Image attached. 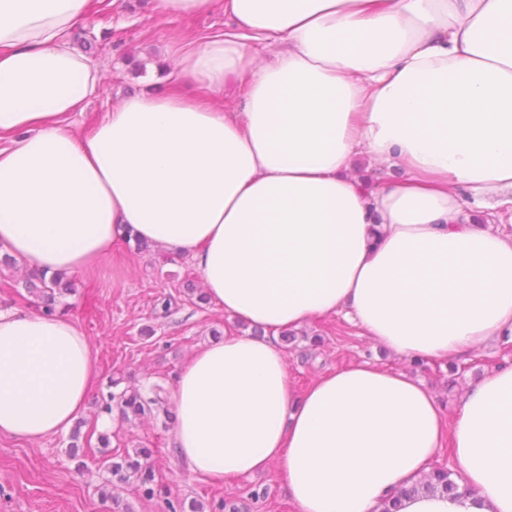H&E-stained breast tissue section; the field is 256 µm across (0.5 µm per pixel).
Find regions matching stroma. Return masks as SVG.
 <instances>
[{"mask_svg":"<svg viewBox=\"0 0 512 512\" xmlns=\"http://www.w3.org/2000/svg\"><path fill=\"white\" fill-rule=\"evenodd\" d=\"M224 29V14L215 10L167 21L157 17L151 0H92L88 22L74 30L73 42L104 66L98 97L83 112L74 113L75 130L88 131L102 121L120 98L163 87L187 95L191 85L170 80L164 47L169 40L195 41ZM76 294L67 296L68 316L91 341L97 356L94 393L82 414L88 427L99 418L95 394L113 374L127 375L128 385L146 380L173 383L188 357L212 338L213 330L235 327L223 309L202 297L200 273L190 249L152 248L140 253L119 240L111 250L77 273ZM171 299L169 313L155 304ZM289 378L304 389L322 375L360 362L387 369L411 370L439 397L447 418L461 408L468 384L499 364L512 362V342H500L467 353L450 375L444 361L424 366L394 355H381L372 341L344 314L312 319L287 356ZM112 449L152 448L151 462L166 490L205 507L229 497L246 503L249 512H297L276 468L240 476L225 474L212 481L194 474L172 456L174 435L153 420H123L112 414ZM68 432L28 442L0 434V512H164L163 499L145 500L132 483L113 480L93 469L97 444H90L87 467L77 470L67 454ZM261 491L252 499V491Z\"/></svg>","mask_w":512,"mask_h":512,"instance_id":"1","label":"stroma"}]
</instances>
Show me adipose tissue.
I'll return each mask as SVG.
<instances>
[{
    "instance_id": "ef3b65f1",
    "label": "adipose tissue",
    "mask_w": 512,
    "mask_h": 512,
    "mask_svg": "<svg viewBox=\"0 0 512 512\" xmlns=\"http://www.w3.org/2000/svg\"><path fill=\"white\" fill-rule=\"evenodd\" d=\"M224 30L170 45L203 99L124 97L70 41L90 0H0V254L76 272L133 236L191 249L212 303L263 337L201 346L172 385L199 475L269 467L298 512H379L451 445L464 493L400 512H512V362L443 407L402 369L360 363L292 387L278 337L347 312L403 359L512 340V235L459 192L512 204V0H154ZM234 88L229 105L209 95ZM96 373L65 316L0 311V433L69 428Z\"/></svg>"
}]
</instances>
